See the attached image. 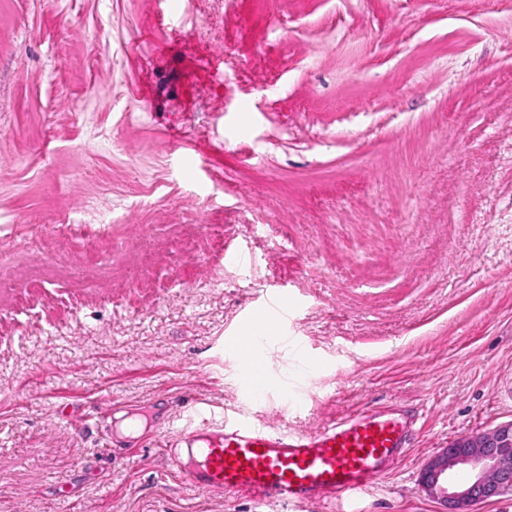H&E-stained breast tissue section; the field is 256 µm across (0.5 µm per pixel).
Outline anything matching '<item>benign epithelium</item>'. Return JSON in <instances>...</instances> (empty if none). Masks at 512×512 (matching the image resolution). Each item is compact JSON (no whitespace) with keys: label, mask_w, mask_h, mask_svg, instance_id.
Returning <instances> with one entry per match:
<instances>
[{"label":"benign epithelium","mask_w":512,"mask_h":512,"mask_svg":"<svg viewBox=\"0 0 512 512\" xmlns=\"http://www.w3.org/2000/svg\"><path fill=\"white\" fill-rule=\"evenodd\" d=\"M512 422L456 438L432 456L421 473L422 490L442 506V512H472L478 502L512 495ZM470 469L463 483L454 481L453 470Z\"/></svg>","instance_id":"1"}]
</instances>
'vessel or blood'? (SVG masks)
Masks as SVG:
<instances>
[{"instance_id": "vessel-or-blood-1", "label": "vessel or blood", "mask_w": 512, "mask_h": 512, "mask_svg": "<svg viewBox=\"0 0 512 512\" xmlns=\"http://www.w3.org/2000/svg\"><path fill=\"white\" fill-rule=\"evenodd\" d=\"M298 308L284 289L268 292L265 305L250 309L230 336L226 350L245 363L243 383L250 398L269 395L270 374L255 357L259 344L276 339L292 356L278 399L301 409V385L318 359L288 333ZM167 410H182V423L166 420L158 429L177 473L202 493L244 496L257 503L348 504L375 489L376 481L411 448L414 416L370 406L324 423L314 431L274 428L238 410L213 420L205 408L170 398Z\"/></svg>"}]
</instances>
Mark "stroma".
<instances>
[{
	"mask_svg": "<svg viewBox=\"0 0 512 512\" xmlns=\"http://www.w3.org/2000/svg\"><path fill=\"white\" fill-rule=\"evenodd\" d=\"M0 165V512H331L99 424L242 407L224 341L272 288L325 367L253 416L424 411L359 512H440L426 461L512 421V0H0Z\"/></svg>",
	"mask_w": 512,
	"mask_h": 512,
	"instance_id": "35a3bbf8",
	"label": "stroma"
}]
</instances>
